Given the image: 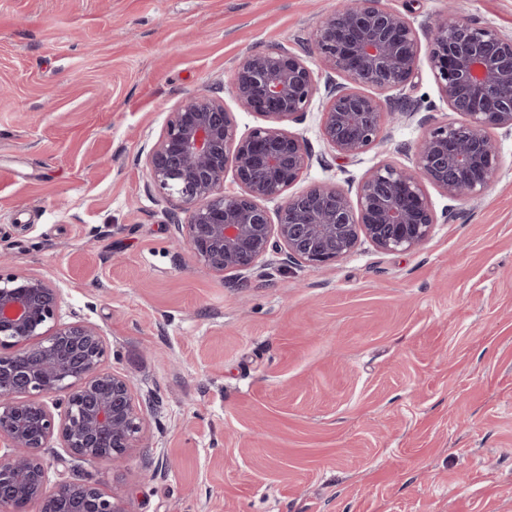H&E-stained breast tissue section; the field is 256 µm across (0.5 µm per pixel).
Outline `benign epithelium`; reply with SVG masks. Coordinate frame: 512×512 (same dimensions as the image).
Instances as JSON below:
<instances>
[{
  "label": "benign epithelium",
  "instance_id": "benign-epithelium-1",
  "mask_svg": "<svg viewBox=\"0 0 512 512\" xmlns=\"http://www.w3.org/2000/svg\"><path fill=\"white\" fill-rule=\"evenodd\" d=\"M448 110L459 122L430 125L411 168L385 162L361 181L356 196L304 178L311 153L287 128L301 121L319 85L315 57L344 82L325 84L321 134L340 158L380 142L385 110H414L381 95L402 88L421 56ZM371 86L375 94L360 90ZM231 90L236 106L265 118L237 135L224 99L187 98L147 154L149 186L189 214L174 225L208 271L251 274L273 254L282 263L322 266L343 259L366 239L379 251L422 247L437 224L432 185L454 200L481 197L497 178L500 143L512 134V36L481 21L450 15L430 26L427 42L404 14L382 0H343L303 52L251 51ZM233 169L240 191L227 192ZM278 202L271 216L269 202ZM63 297L46 280L0 274V506L22 500L31 512H56L66 496L74 512H128L118 489L82 481L50 485L43 450L56 443L74 462L121 464L145 418L130 382L104 367L107 346L91 323H59Z\"/></svg>",
  "mask_w": 512,
  "mask_h": 512
}]
</instances>
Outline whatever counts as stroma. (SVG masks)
Masks as SVG:
<instances>
[{"instance_id":"35a3bbf8","label":"stroma","mask_w":512,"mask_h":512,"mask_svg":"<svg viewBox=\"0 0 512 512\" xmlns=\"http://www.w3.org/2000/svg\"><path fill=\"white\" fill-rule=\"evenodd\" d=\"M425 30L454 12L512 34V0H383ZM339 0H0V273L36 275L62 322L96 325L107 368L149 401L118 467L44 452L50 482L121 488L128 512H512V135L479 199L409 253L362 242L321 267L240 281L173 243L145 156L182 100L249 51L310 40ZM384 145L337 158L322 97L293 132L306 183L412 166L424 121H459L427 62ZM452 221H444L445 211Z\"/></svg>"}]
</instances>
